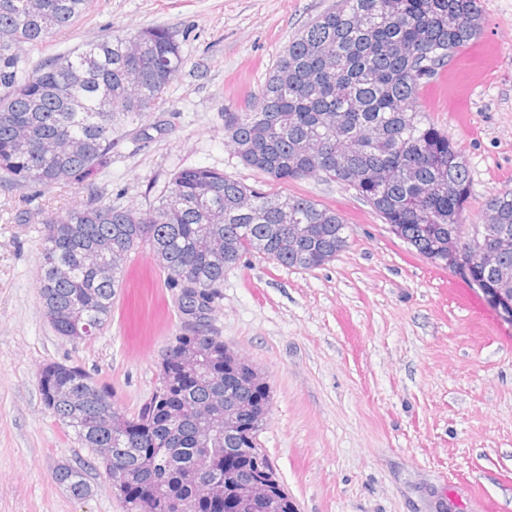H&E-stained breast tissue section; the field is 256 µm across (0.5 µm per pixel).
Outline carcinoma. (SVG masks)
<instances>
[{
	"label": "carcinoma",
	"instance_id": "cac0c4a2",
	"mask_svg": "<svg viewBox=\"0 0 512 512\" xmlns=\"http://www.w3.org/2000/svg\"><path fill=\"white\" fill-rule=\"evenodd\" d=\"M88 0H0V184L49 191L84 182L112 164L127 127L151 111L186 64L176 35L162 26L114 35L33 63L14 45L34 50L86 12ZM480 0H340L288 43L243 112L224 133L241 161L279 182L321 176L353 189L391 232L431 263L438 244L457 235L470 246L465 213L470 173L448 133L416 108L419 87L448 57L483 30ZM139 69L134 91L123 72ZM74 70L86 81L57 94ZM481 223L494 224L501 264L512 271V189L492 195ZM40 299L58 336L86 338L112 316L128 254L146 245L171 288L185 282L214 303L224 271L256 252L303 270L333 261L347 246L336 211L300 196H273L209 166L178 170L146 210L94 197L45 218ZM202 352L195 373L178 359L184 345ZM159 386L132 415L112 388L77 365L49 363L39 372L45 407L84 448L121 449L97 457L106 477L121 471L135 489L132 512H242L239 480L250 475L245 448L258 443L270 409L243 367L224 357V339L183 327L163 354ZM249 399L246 432L205 439L200 420L224 415L229 400ZM228 448L237 475L202 499L196 478L205 449ZM54 481L78 500L90 496L82 469L60 464Z\"/></svg>",
	"mask_w": 512,
	"mask_h": 512
}]
</instances>
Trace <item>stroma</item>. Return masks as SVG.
Wrapping results in <instances>:
<instances>
[{
    "instance_id": "obj_1",
    "label": "stroma",
    "mask_w": 512,
    "mask_h": 512,
    "mask_svg": "<svg viewBox=\"0 0 512 512\" xmlns=\"http://www.w3.org/2000/svg\"><path fill=\"white\" fill-rule=\"evenodd\" d=\"M337 0H89L84 18L33 61L162 25L187 63L120 154L92 181L37 195L0 186V512H124L81 447L44 406L47 363L77 365L136 412L158 385L162 353L182 327L177 289L149 249L130 253L112 317L74 344L57 336L39 296L45 211L92 194L148 209L172 174L215 167L270 194L335 210L348 244L312 270L258 253L224 274L211 326L264 375L271 404L259 436L299 512H512V323L479 288L434 267L394 236L352 190L310 177L276 182L244 166L224 137L290 40ZM482 34L419 89L471 180L466 221L512 188V0H481ZM470 82L466 119L452 91ZM85 467L92 494L56 484L58 464Z\"/></svg>"
}]
</instances>
